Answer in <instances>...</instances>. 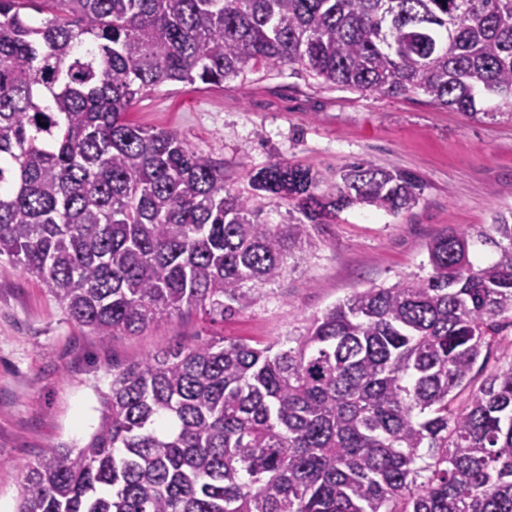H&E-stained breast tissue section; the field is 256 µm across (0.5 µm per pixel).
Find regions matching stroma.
I'll return each instance as SVG.
<instances>
[{"instance_id":"obj_1","label":"stroma","mask_w":512,"mask_h":512,"mask_svg":"<svg viewBox=\"0 0 512 512\" xmlns=\"http://www.w3.org/2000/svg\"><path fill=\"white\" fill-rule=\"evenodd\" d=\"M479 99L466 116L399 96L323 83L298 65L250 68L219 86H160L129 113L147 129L176 131L199 154L223 161L244 189L252 171L281 160L318 171L323 191L354 161L410 170L419 203L393 215L351 208L324 225L318 247L288 259L286 273L254 294L250 307L213 321L190 310L138 336L100 344L74 323L36 277L0 256V512H18L21 465L51 448H81L99 426V395L113 361H137L176 345L223 337L267 344L303 332L308 319L353 292L427 275L426 245L448 229L475 239L471 258L495 251L478 241L496 212L512 209V117Z\"/></svg>"}]
</instances>
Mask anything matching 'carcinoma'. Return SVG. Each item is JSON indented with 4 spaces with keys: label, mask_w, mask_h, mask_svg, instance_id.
<instances>
[{
    "label": "carcinoma",
    "mask_w": 512,
    "mask_h": 512,
    "mask_svg": "<svg viewBox=\"0 0 512 512\" xmlns=\"http://www.w3.org/2000/svg\"><path fill=\"white\" fill-rule=\"evenodd\" d=\"M297 64L335 86L512 115V0H0V256L101 342L183 310L224 318L353 207L421 180L354 162L336 192L275 161L230 184L128 119L164 84ZM288 204L267 224L256 199ZM426 244L430 272L367 288L262 347L112 363L83 448L22 466L18 512H512V213Z\"/></svg>",
    "instance_id": "obj_1"
}]
</instances>
